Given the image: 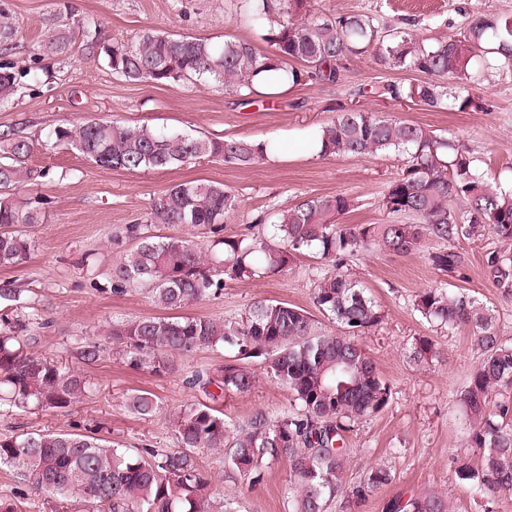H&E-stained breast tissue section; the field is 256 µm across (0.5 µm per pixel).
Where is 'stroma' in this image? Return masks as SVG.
Listing matches in <instances>:
<instances>
[{
    "label": "stroma",
    "mask_w": 512,
    "mask_h": 512,
    "mask_svg": "<svg viewBox=\"0 0 512 512\" xmlns=\"http://www.w3.org/2000/svg\"><path fill=\"white\" fill-rule=\"evenodd\" d=\"M310 6L319 13L367 14L388 30L405 27L415 18L420 22L417 34L431 42L463 32L475 13L512 16V0H311ZM0 8L9 13L15 28L14 60L21 67L29 65L48 28H68L87 14L97 17L112 38L127 39L153 29L216 43L230 36L261 51L268 48L263 39L267 28L279 20L273 14L259 27L240 24L234 0H182L178 11L172 0H0ZM55 69L51 84L27 87L12 108L0 111V130L10 128L27 137L33 144L29 165L48 171L38 185L20 191L22 197L38 201L39 221L22 227L34 242L29 259L15 268L0 269V319L12 324L38 314L40 324L32 329L33 352L85 373L92 392L63 411L0 412L1 435L82 432L131 449L177 447L170 424L173 413L206 399L187 380L193 371L222 364L223 351L203 350L178 358L174 371L154 374L127 367L104 334L113 320L160 312L143 290L112 289L113 263L135 244L127 234L130 225L159 237L206 238L199 227L150 222L153 200L171 184L202 180L233 189L239 208L224 222L228 235L245 232L256 216L275 213L306 197L335 194L354 202L341 223H385L389 216L381 200L389 184L407 169V154L337 157L309 150L310 138L321 124L337 109L353 107L434 130L476 157L478 171L487 181L512 186V74L488 76L480 89L472 91L465 110L433 111L388 91L392 85L405 89L420 82L421 73L381 66L369 52L341 57L337 82L287 85L275 97L259 95L249 105L212 85L126 82L101 62L78 54ZM85 118L220 139L272 141L278 151L269 162L250 168L203 161L135 173L103 169L70 146L46 140L50 128ZM439 246L430 238L408 255L374 248L351 258L343 268L383 314L381 322L358 341L393 392L384 411L346 433L347 482L358 484L378 464L390 468L392 481L357 506L338 497L328 512H386L389 499L428 491L445 494L453 512H481L479 502L457 482L450 467L452 457L465 453L468 440L455 393L480 353L467 329L450 331L428 323L415 311L413 301L421 290L434 286L463 290L493 309L498 336L510 345L512 287L495 286L488 277L486 256L502 247L492 234L457 242L463 264L453 274L431 266L428 255ZM323 270L320 260L303 254L285 274L227 283L222 296L200 302L189 312L231 319L263 299L310 311L314 283ZM422 336L434 342L438 355L420 364L409 351ZM88 341L103 345L99 360L91 365L78 356L80 346ZM134 389L158 397L160 410L154 417L144 419L126 408L125 396ZM291 402L286 389L259 373L250 392L224 397L217 406L230 423L242 425L259 409L273 415L286 413ZM197 458L213 490L236 498L240 512H288V488L294 477L287 464H271L263 481L252 488L225 466L221 452L201 450ZM0 497L14 498L17 512H67L66 504L48 493L19 485L7 468H0Z\"/></svg>",
    "instance_id": "35a3bbf8"
}]
</instances>
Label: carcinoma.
Listing matches in <instances>:
<instances>
[{"label": "carcinoma", "mask_w": 512, "mask_h": 512, "mask_svg": "<svg viewBox=\"0 0 512 512\" xmlns=\"http://www.w3.org/2000/svg\"><path fill=\"white\" fill-rule=\"evenodd\" d=\"M240 17L258 25L269 14L279 22L263 37L268 50L228 39L145 30L132 39L104 37L99 21L85 16L68 31L50 29L38 46L35 61L60 63L74 46L102 62L113 75L129 82L172 85L214 84L250 98L255 83L276 87L308 81L336 82L338 60L347 53L372 51L384 66L427 76L418 84V101L429 108L448 107V82L459 85V109L470 103L468 92L491 73L512 72V16L474 14L462 36L434 43L407 30L383 33L363 14L317 15L309 0H238ZM14 28L0 10V110L15 104L24 89L21 78L53 77L50 66L22 71L10 56L17 45ZM321 154L364 157L398 151L410 156L407 171L395 179L382 199L389 214L414 218L412 224H340L353 207L343 194L304 198L263 224L258 216L249 232L225 235L224 221L238 209V197L223 184L185 181L169 186L153 203L159 224H190L209 230L212 239H155L132 226L137 245L112 266V288L120 293L143 288L154 304L180 311L216 298L228 281L272 277L291 270L297 256L312 252L333 268L316 279L313 303L336 322L325 334L302 308L278 300L252 303L235 320L205 316H139L112 321L106 336L120 347L132 369L163 373L175 357L200 350L222 349L224 363L197 370L188 384L216 400L251 391L256 373L246 364L257 359L266 376L286 388L292 410L273 416L258 410L246 424L230 428L219 410L205 403L183 406L173 416L180 448L132 453L117 444L79 433L29 432L0 437V467L16 473L19 484L42 489L61 500L75 498L86 512H239L234 498L216 500L210 481L198 466L204 448L224 452L228 467L251 487L263 479L268 465L283 461L297 481L289 488L288 512H326L329 502L344 495L361 503L373 490L391 482L388 467L368 469L363 481L346 485L347 451L342 433L383 411L392 386L376 370L356 341L379 324L382 313L359 283L342 272L344 262L372 246L409 254L425 238L448 243L429 256L431 265L448 274L458 270L461 253L455 242L490 229L498 241L512 246V190L485 181L475 159L434 131L406 120L385 119L375 112L341 108L319 130ZM47 140L65 143L98 167L127 172L168 169L200 159L251 167L268 161L271 141L210 138L158 129L147 124L87 119L73 128L56 127ZM32 143L11 133L0 135V269L23 264L34 245L14 229L36 224L32 201L15 189L36 185L46 172L27 165ZM466 201L465 210L451 202ZM492 282L512 283V252L489 253ZM415 311L450 330L465 327L481 358L466 386L456 392L469 426L468 447L478 455L452 458L456 480L481 502L483 512L512 496V345L497 336L489 307L467 293L445 287L427 288L414 298ZM27 338L9 329L0 332V410L63 411L88 397L87 377L52 360L24 351ZM410 356L416 362L435 356L427 337L415 339ZM129 411L149 418L158 398L146 390L125 397ZM386 512H451L448 497L426 492L396 497Z\"/></svg>", "instance_id": "obj_1"}]
</instances>
